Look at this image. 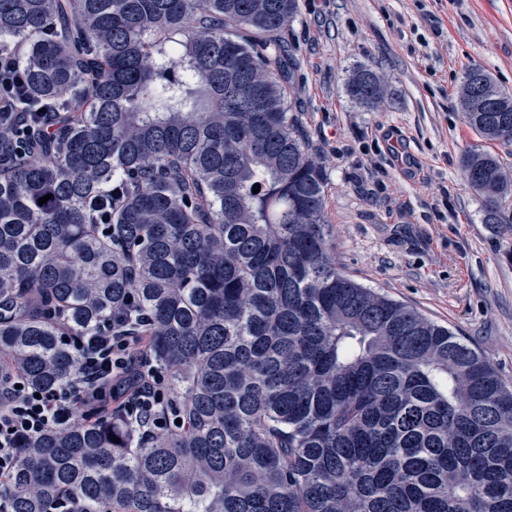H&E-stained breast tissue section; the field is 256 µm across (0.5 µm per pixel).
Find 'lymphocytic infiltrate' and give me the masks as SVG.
<instances>
[{"label": "lymphocytic infiltrate", "mask_w": 512, "mask_h": 512, "mask_svg": "<svg viewBox=\"0 0 512 512\" xmlns=\"http://www.w3.org/2000/svg\"><path fill=\"white\" fill-rule=\"evenodd\" d=\"M139 344V337L117 324L80 337L78 372L62 391L38 392L20 385L18 377L0 374V482L12 476L27 439L89 411L105 414L116 406L146 430L164 429L168 384L147 368Z\"/></svg>", "instance_id": "f902f5d3"}]
</instances>
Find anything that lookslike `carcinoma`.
<instances>
[{"mask_svg":"<svg viewBox=\"0 0 512 512\" xmlns=\"http://www.w3.org/2000/svg\"><path fill=\"white\" fill-rule=\"evenodd\" d=\"M299 8L0 0V52L23 50L0 111V372L61 387L70 337L120 320L180 418L33 437L0 484L9 512H512V385L339 267L326 173L286 102L277 35ZM344 90L367 111L387 98L368 65ZM460 101L512 142V94L483 69ZM461 169L502 223L499 159L471 148Z\"/></svg>","mask_w":512,"mask_h":512,"instance_id":"obj_1","label":"carcinoma"}]
</instances>
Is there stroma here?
Returning a JSON list of instances; mask_svg holds the SVG:
<instances>
[{
  "mask_svg": "<svg viewBox=\"0 0 512 512\" xmlns=\"http://www.w3.org/2000/svg\"><path fill=\"white\" fill-rule=\"evenodd\" d=\"M300 3L282 32L296 63L288 102L327 175L344 272L462 336L512 383V198L504 223H483L460 167L478 146L512 175V143L473 131L459 97L475 67L512 93V0ZM360 64L390 80L377 110L344 92Z\"/></svg>",
  "mask_w": 512,
  "mask_h": 512,
  "instance_id": "1",
  "label": "stroma"
}]
</instances>
